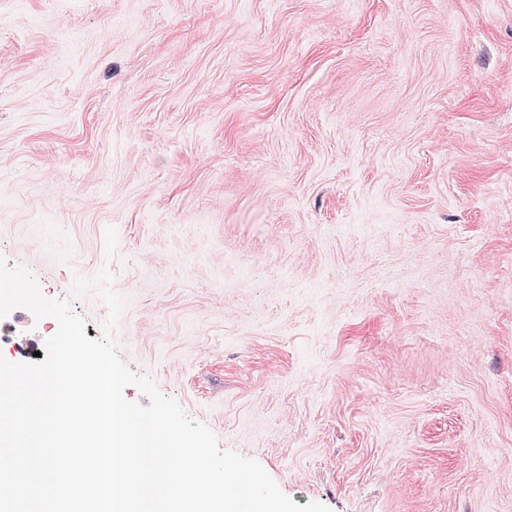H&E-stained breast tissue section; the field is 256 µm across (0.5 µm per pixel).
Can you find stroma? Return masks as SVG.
<instances>
[{"label": "stroma", "mask_w": 512, "mask_h": 512, "mask_svg": "<svg viewBox=\"0 0 512 512\" xmlns=\"http://www.w3.org/2000/svg\"><path fill=\"white\" fill-rule=\"evenodd\" d=\"M0 256L296 504L512 512V0H0Z\"/></svg>", "instance_id": "35a3bbf8"}]
</instances>
